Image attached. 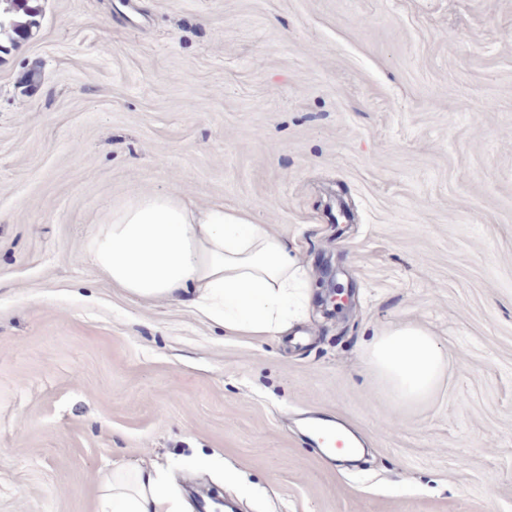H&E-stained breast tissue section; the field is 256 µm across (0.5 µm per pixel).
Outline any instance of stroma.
Segmentation results:
<instances>
[{"label": "stroma", "mask_w": 512, "mask_h": 512, "mask_svg": "<svg viewBox=\"0 0 512 512\" xmlns=\"http://www.w3.org/2000/svg\"><path fill=\"white\" fill-rule=\"evenodd\" d=\"M0 512H98L116 469L237 512H512V0H0ZM248 209L305 318L228 336L81 247L114 205ZM348 210L351 219L333 224ZM338 268L353 306L327 314ZM428 328L439 387L371 369ZM337 417L357 461L306 436ZM369 364L378 378L409 404L426 400L444 371L431 334L415 326L394 327L376 336Z\"/></svg>", "instance_id": "35a3bbf8"}]
</instances>
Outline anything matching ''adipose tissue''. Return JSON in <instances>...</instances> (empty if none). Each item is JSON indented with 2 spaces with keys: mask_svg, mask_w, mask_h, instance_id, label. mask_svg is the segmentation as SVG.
Wrapping results in <instances>:
<instances>
[{
  "mask_svg": "<svg viewBox=\"0 0 512 512\" xmlns=\"http://www.w3.org/2000/svg\"><path fill=\"white\" fill-rule=\"evenodd\" d=\"M83 252L113 287L144 303L185 304L229 336L283 334L309 301L304 271L266 225L246 209L202 207L180 193H148L116 205ZM369 364L409 404L426 400L444 371L431 334L415 326L376 336ZM101 489L99 512L183 509L158 473L115 471Z\"/></svg>",
  "mask_w": 512,
  "mask_h": 512,
  "instance_id": "adipose-tissue-1",
  "label": "adipose tissue"
}]
</instances>
